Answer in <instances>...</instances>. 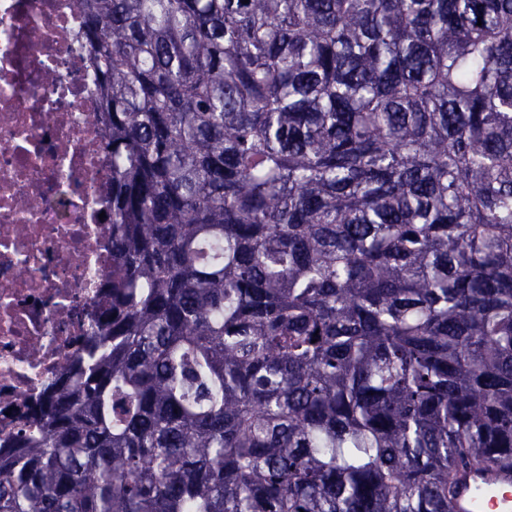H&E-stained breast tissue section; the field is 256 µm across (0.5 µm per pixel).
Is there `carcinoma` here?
<instances>
[{
  "instance_id": "cac0c4a2",
  "label": "carcinoma",
  "mask_w": 512,
  "mask_h": 512,
  "mask_svg": "<svg viewBox=\"0 0 512 512\" xmlns=\"http://www.w3.org/2000/svg\"><path fill=\"white\" fill-rule=\"evenodd\" d=\"M77 2L112 277L0 512H455L512 472V0Z\"/></svg>"
}]
</instances>
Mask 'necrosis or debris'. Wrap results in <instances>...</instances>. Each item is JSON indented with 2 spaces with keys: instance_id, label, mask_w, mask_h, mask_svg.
<instances>
[{
  "instance_id": "obj_1",
  "label": "necrosis or debris",
  "mask_w": 512,
  "mask_h": 512,
  "mask_svg": "<svg viewBox=\"0 0 512 512\" xmlns=\"http://www.w3.org/2000/svg\"><path fill=\"white\" fill-rule=\"evenodd\" d=\"M76 0H0V438L80 348L112 274V156Z\"/></svg>"
}]
</instances>
